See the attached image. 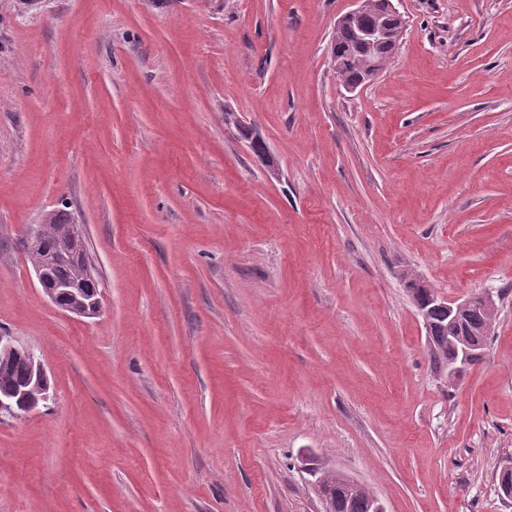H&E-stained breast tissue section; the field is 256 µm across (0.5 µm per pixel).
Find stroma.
I'll return each mask as SVG.
<instances>
[{
    "mask_svg": "<svg viewBox=\"0 0 512 512\" xmlns=\"http://www.w3.org/2000/svg\"><path fill=\"white\" fill-rule=\"evenodd\" d=\"M351 7L0 0V335L51 392L0 418V512H320L327 469L385 512H512V0H399L350 92ZM56 212L97 315L26 260ZM408 274L493 295L455 385ZM386 13L390 18L397 21L398 26V36L396 39L397 31L390 29L387 26H376L364 28L360 31V40L367 45H379L389 42H394V48L390 56V60L393 58V55L398 47L401 34L405 28V20L401 13L394 7L391 0H387L386 2ZM333 44H336V48L338 49V52L336 53L335 68L333 70L341 82L348 85L347 87L350 89L357 88L359 86L350 85L356 83L363 77L370 63L377 54H379V52L382 54L384 60L389 57L387 53L388 49H382L378 51V53L376 52V54H370L365 50L352 46L350 32L343 28L336 29ZM71 221L64 218L60 214H49L43 224L30 225L26 231V253H31L41 247V242L38 237L39 229L43 241L44 252L38 251L36 253L27 254V261L32 266L33 264L42 263L46 260V253L51 249L56 238L58 229L63 225L65 227L61 232V240L58 244L57 258L61 262H70L78 258H84V224H69ZM36 273L39 284L42 287L44 294L62 310L80 316H86L93 311H90L89 304L93 309L97 310L100 306L98 297H94L86 305L85 300L82 299L81 291L84 285H59L47 284L46 274L41 267L32 266ZM65 288V289H62ZM68 295L73 298V302L69 301ZM85 306V307H84Z\"/></svg>",
    "mask_w": 512,
    "mask_h": 512,
    "instance_id": "obj_1",
    "label": "stroma"
}]
</instances>
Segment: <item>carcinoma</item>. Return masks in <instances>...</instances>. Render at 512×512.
Returning a JSON list of instances; mask_svg holds the SVG:
<instances>
[{
  "mask_svg": "<svg viewBox=\"0 0 512 512\" xmlns=\"http://www.w3.org/2000/svg\"><path fill=\"white\" fill-rule=\"evenodd\" d=\"M334 44L338 49L334 71L343 84L352 85L363 77L375 54L352 46L350 32L343 28L336 29ZM68 223L70 220L60 214H50L45 218L39 225L44 250L27 255L29 264L46 260V252L53 246L58 229ZM50 274L58 282H73L82 278V268L73 264H57L50 268ZM488 319V314L472 307L459 320L448 318V311L443 308H429L432 329L430 353L434 362L442 369L453 363L464 340L478 338L488 342V336L480 332ZM27 375V350L19 347L8 358L0 353V392L24 385ZM316 487L329 512H379L380 503L375 496L365 486L343 475L324 470L316 480Z\"/></svg>",
  "mask_w": 512,
  "mask_h": 512,
  "instance_id": "carcinoma-1",
  "label": "carcinoma"
}]
</instances>
